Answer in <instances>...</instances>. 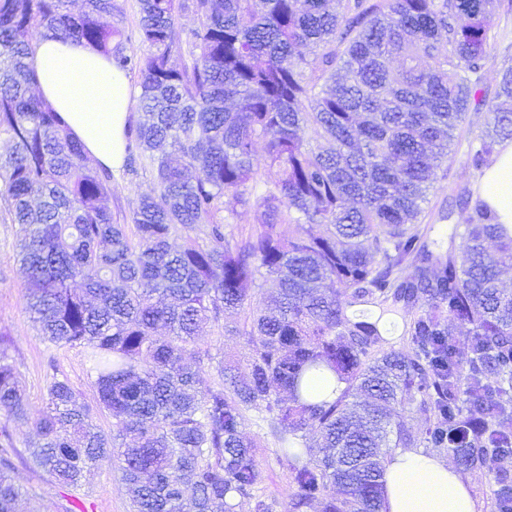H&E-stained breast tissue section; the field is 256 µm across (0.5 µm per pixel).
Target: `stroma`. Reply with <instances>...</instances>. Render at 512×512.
<instances>
[{
	"instance_id": "35a3bbf8",
	"label": "stroma",
	"mask_w": 512,
	"mask_h": 512,
	"mask_svg": "<svg viewBox=\"0 0 512 512\" xmlns=\"http://www.w3.org/2000/svg\"><path fill=\"white\" fill-rule=\"evenodd\" d=\"M448 166L447 177L437 179L428 191L429 208L447 205L463 190L479 189V178L468 168L463 150H452ZM149 184L150 175L145 171L135 176L124 171L113 174L109 206L114 217L130 216ZM18 240V225L0 218V336L16 361L29 412L35 417L42 409L46 375L53 365L69 378L87 403H95L96 393L88 383L81 350H58L44 343L25 310L27 279L19 261ZM10 432L18 451L13 458L16 480L44 512H130L129 495L116 472L105 467L95 470L79 494H71L45 472L27 464L23 452L36 437L34 425L15 424ZM243 432L256 443V459L266 472L258 498L269 504L270 512H287L291 492L288 473L276 460V442L258 412L247 413Z\"/></svg>"
}]
</instances>
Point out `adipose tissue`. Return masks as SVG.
I'll use <instances>...</instances> for the list:
<instances>
[{"instance_id":"1","label":"adipose tissue","mask_w":512,"mask_h":512,"mask_svg":"<svg viewBox=\"0 0 512 512\" xmlns=\"http://www.w3.org/2000/svg\"><path fill=\"white\" fill-rule=\"evenodd\" d=\"M29 64L38 93L61 114L89 157L116 171L124 162L131 81L91 47L40 39ZM481 195L512 231V144L498 149L480 179ZM382 512H477L458 473L442 458L400 450L384 468Z\"/></svg>"}]
</instances>
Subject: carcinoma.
I'll list each match as a JSON object with an SVG mask.
<instances>
[{"instance_id":"cac0c4a2","label":"carcinoma","mask_w":512,"mask_h":512,"mask_svg":"<svg viewBox=\"0 0 512 512\" xmlns=\"http://www.w3.org/2000/svg\"><path fill=\"white\" fill-rule=\"evenodd\" d=\"M137 0L131 46L120 0H0V203L19 226L25 309L43 341L79 348L96 405L50 366L30 462L64 488L115 466L133 512H215L265 480L245 413L263 414L289 473L288 512H381L394 448L448 450L465 471L512 456V236L479 194L444 252L423 204L454 141L483 173L512 138V42L483 128L488 48L512 0ZM198 27L181 40L179 14ZM84 42L140 79L127 171L151 173L129 222L107 206L112 174L35 94L32 34ZM263 141L262 161L254 145ZM263 221L229 236L237 206ZM308 224L325 230L313 235ZM182 245L172 246L176 230ZM203 234L209 244L199 242ZM413 265L417 275L404 276ZM272 277L266 308L252 291ZM411 354L381 351L357 303L404 301ZM240 314L243 362L214 361L201 325ZM466 336L459 359L448 320ZM344 383L332 400L309 381ZM213 381H207V377ZM434 420L413 432L412 409ZM112 418V432L96 423ZM25 395L0 339V418ZM0 426V512L22 496ZM497 512L512 475L488 473Z\"/></svg>"}]
</instances>
